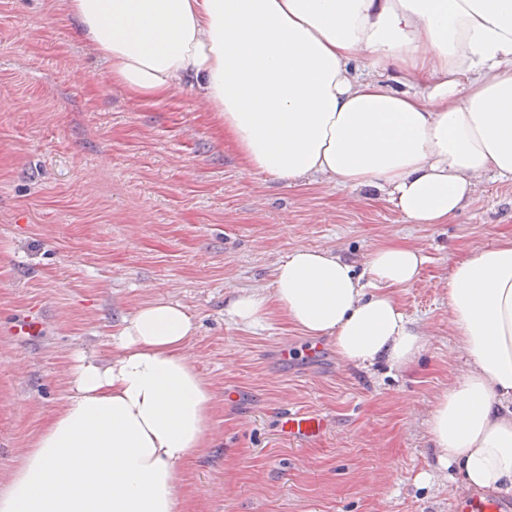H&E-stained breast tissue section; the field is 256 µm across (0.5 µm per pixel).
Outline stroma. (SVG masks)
Returning a JSON list of instances; mask_svg holds the SVG:
<instances>
[{"label": "stroma", "instance_id": "1", "mask_svg": "<svg viewBox=\"0 0 512 512\" xmlns=\"http://www.w3.org/2000/svg\"><path fill=\"white\" fill-rule=\"evenodd\" d=\"M66 0H0V488L68 402L74 359L102 361L124 318L158 299L198 330L186 356L213 397L211 440L182 467L188 512H453L465 499L428 434L466 371L448 308L455 266L512 239V179L484 176L444 224H413L388 200L315 178L276 180L243 163L206 100L182 85L134 95L77 33ZM381 245L420 250L394 289L425 347L400 369L325 356L281 362L307 336L271 311L234 325L224 307L271 293L299 248L363 269ZM38 336H13L23 317ZM321 415L300 444L279 418Z\"/></svg>", "mask_w": 512, "mask_h": 512}]
</instances>
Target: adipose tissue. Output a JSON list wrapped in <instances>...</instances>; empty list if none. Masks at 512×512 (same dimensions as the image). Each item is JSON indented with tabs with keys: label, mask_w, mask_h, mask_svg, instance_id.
Listing matches in <instances>:
<instances>
[{
	"label": "adipose tissue",
	"mask_w": 512,
	"mask_h": 512,
	"mask_svg": "<svg viewBox=\"0 0 512 512\" xmlns=\"http://www.w3.org/2000/svg\"><path fill=\"white\" fill-rule=\"evenodd\" d=\"M79 32L130 92L190 83L251 169L322 176L388 195L410 223L460 210L479 178L512 177V0H67ZM425 258L380 247L365 274L298 249L273 293L224 315L256 326L266 305L336 339L350 363L401 368L424 342L390 290ZM448 308L468 359L429 433L467 488L512 493V240L459 263ZM181 304L126 318L102 362L80 354L66 407L0 490V512H184L178 467L210 440L213 395L184 349Z\"/></svg>",
	"instance_id": "adipose-tissue-1"
}]
</instances>
